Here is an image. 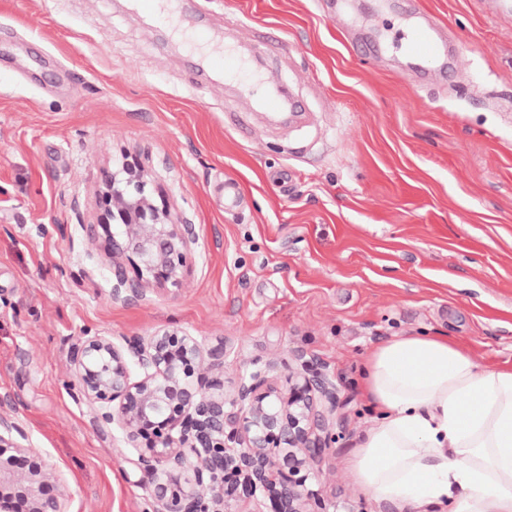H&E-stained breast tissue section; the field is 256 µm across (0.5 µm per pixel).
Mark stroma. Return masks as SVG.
I'll use <instances>...</instances> for the list:
<instances>
[{"mask_svg": "<svg viewBox=\"0 0 512 512\" xmlns=\"http://www.w3.org/2000/svg\"><path fill=\"white\" fill-rule=\"evenodd\" d=\"M415 1L179 0L301 103L286 121L135 0H0V394L67 512H154L138 449L97 423L68 355L85 335L164 328L223 347L228 387L297 353L333 375L346 431L307 488L326 512H411L346 469L371 424L365 356L428 334L512 363V19L419 0L448 25L444 80L400 48ZM340 21L380 53L348 49ZM127 153L196 236L182 289L136 304L113 299L90 231L101 173Z\"/></svg>", "mask_w": 512, "mask_h": 512, "instance_id": "35a3bbf8", "label": "stroma"}]
</instances>
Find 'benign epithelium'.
Returning a JSON list of instances; mask_svg holds the SVG:
<instances>
[{
  "label": "benign epithelium",
  "instance_id": "1",
  "mask_svg": "<svg viewBox=\"0 0 512 512\" xmlns=\"http://www.w3.org/2000/svg\"><path fill=\"white\" fill-rule=\"evenodd\" d=\"M108 205L99 227L112 255V297L127 304L150 288L182 285L192 258V225L156 203L136 159L102 174ZM136 261L128 279L123 261ZM266 363L224 391V350L203 353L178 329L149 336H83L69 363L97 421L117 425L141 449L143 483L156 512H232V503L268 496L273 512H318L306 488L319 454L336 443V383L297 356ZM18 400L0 398V512H64L68 491L56 471L30 455L15 421Z\"/></svg>",
  "mask_w": 512,
  "mask_h": 512
}]
</instances>
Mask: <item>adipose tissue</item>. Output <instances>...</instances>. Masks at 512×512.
Here are the masks:
<instances>
[{
  "label": "adipose tissue",
  "instance_id": "adipose-tissue-1",
  "mask_svg": "<svg viewBox=\"0 0 512 512\" xmlns=\"http://www.w3.org/2000/svg\"><path fill=\"white\" fill-rule=\"evenodd\" d=\"M374 421L346 465L359 489L417 512H512V365L444 336H395L364 362Z\"/></svg>",
  "mask_w": 512,
  "mask_h": 512
}]
</instances>
